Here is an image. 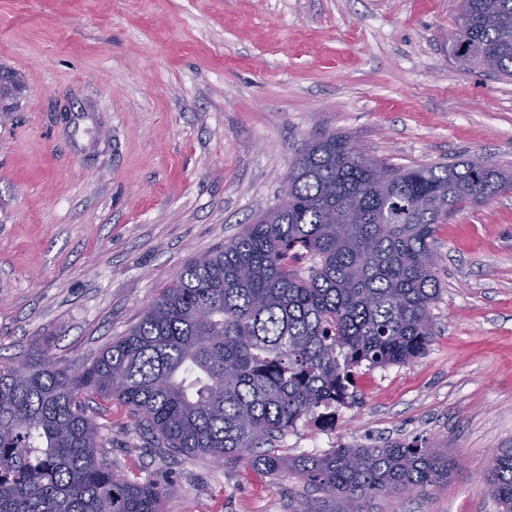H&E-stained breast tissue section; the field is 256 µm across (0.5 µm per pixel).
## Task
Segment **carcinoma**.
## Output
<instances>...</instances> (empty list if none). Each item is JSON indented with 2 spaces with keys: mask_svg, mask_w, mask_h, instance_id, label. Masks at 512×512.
I'll list each match as a JSON object with an SVG mask.
<instances>
[{
  "mask_svg": "<svg viewBox=\"0 0 512 512\" xmlns=\"http://www.w3.org/2000/svg\"><path fill=\"white\" fill-rule=\"evenodd\" d=\"M462 44L469 68L512 78V0H459L451 55ZM510 191L512 173L479 154L397 166L342 133L308 142L289 164L288 196L186 263L91 364L68 370L39 349L0 357V512H160L161 485L98 456L105 424L87 414L98 400L127 407L174 456L288 471L338 500L448 480L457 459L426 441L319 456L284 455L275 441L353 400L362 365L424 353L438 226ZM482 489L512 512L511 450L491 458Z\"/></svg>",
  "mask_w": 512,
  "mask_h": 512,
  "instance_id": "1",
  "label": "carcinoma"
}]
</instances>
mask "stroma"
Masks as SVG:
<instances>
[{
    "label": "stroma",
    "mask_w": 512,
    "mask_h": 512,
    "mask_svg": "<svg viewBox=\"0 0 512 512\" xmlns=\"http://www.w3.org/2000/svg\"><path fill=\"white\" fill-rule=\"evenodd\" d=\"M457 0H0V355L89 364L192 258L275 206L305 142L343 133L397 165L480 153L512 169V79L448 56ZM435 334L363 368L336 421L290 455L436 442L459 459L424 493L345 512H497L479 486L512 450V193L437 232ZM102 455L166 489L163 512H314L290 473L155 447L112 406Z\"/></svg>",
    "instance_id": "obj_1"
}]
</instances>
